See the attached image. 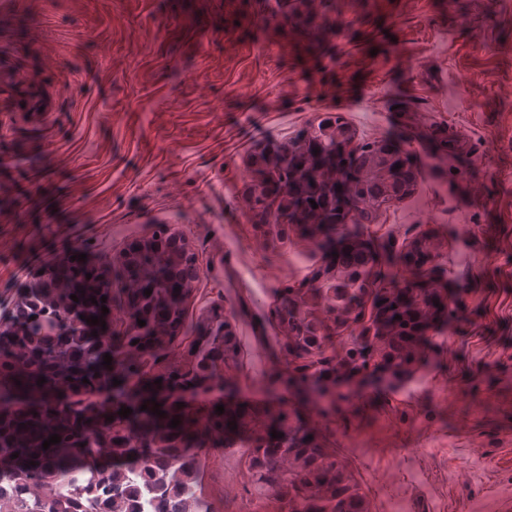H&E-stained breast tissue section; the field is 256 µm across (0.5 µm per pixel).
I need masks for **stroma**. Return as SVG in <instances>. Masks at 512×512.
<instances>
[{
    "instance_id": "35a3bbf8",
    "label": "stroma",
    "mask_w": 512,
    "mask_h": 512,
    "mask_svg": "<svg viewBox=\"0 0 512 512\" xmlns=\"http://www.w3.org/2000/svg\"><path fill=\"white\" fill-rule=\"evenodd\" d=\"M208 2L203 40L199 0H84L78 11L69 0H0V14L25 21L0 59V315L47 263H62L63 247L104 261L155 216L176 215L168 230L200 264L187 318L215 303L231 311L239 389L268 405L265 378L286 368L271 291L307 278L324 256L296 232L256 248L243 205L249 163L311 123L321 93L350 83L382 116L356 128L357 142L405 140L414 151L415 233L462 307L413 364L428 386L412 400L381 384L356 389L329 418L311 401L301 410L368 499L391 490L414 512L433 498L447 512H497L494 488L512 471V0H403L391 17L371 0H290L332 46L322 59L292 20L259 19L249 0ZM281 42L288 53H272ZM271 111L280 119L260 125L257 114ZM228 127L246 144L229 158ZM434 138L452 141L447 157L433 154ZM403 209L394 203L367 224L376 253L406 249ZM435 430L448 439L424 457L384 441L403 431L419 445ZM364 434L382 441L348 446ZM472 439L486 448L480 490L469 484ZM219 457L206 448L197 493L210 512H234L249 474L238 463V485H225Z\"/></svg>"
}]
</instances>
